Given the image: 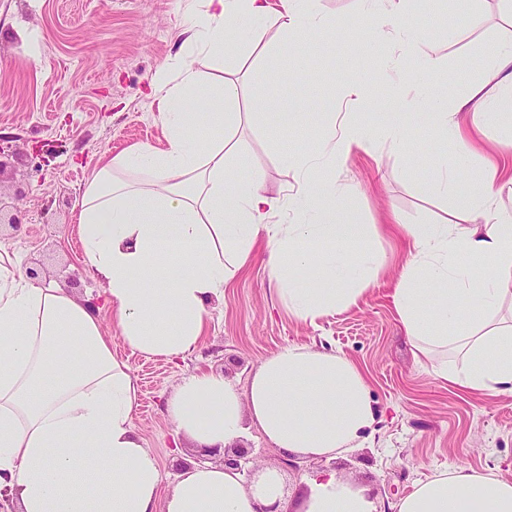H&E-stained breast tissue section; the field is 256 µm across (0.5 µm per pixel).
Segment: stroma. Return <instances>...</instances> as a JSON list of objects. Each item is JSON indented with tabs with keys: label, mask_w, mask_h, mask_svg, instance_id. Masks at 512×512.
Returning <instances> with one entry per match:
<instances>
[{
	"label": "stroma",
	"mask_w": 512,
	"mask_h": 512,
	"mask_svg": "<svg viewBox=\"0 0 512 512\" xmlns=\"http://www.w3.org/2000/svg\"><path fill=\"white\" fill-rule=\"evenodd\" d=\"M188 0H0V215L18 214L20 230L0 228V245L16 252L26 273L61 284L79 301L101 306L103 285L90 269L77 222L83 190L96 165L139 147L160 148L165 135L157 119L150 81L171 59L186 53L180 31ZM327 18L354 20L336 39L305 37L288 55L276 48L275 23L239 33L223 59L196 56L206 84L196 103L205 106L210 83L235 73L244 100L273 99L300 110L288 124L256 113L239 135L244 174H262L269 195L296 189L291 159L322 135L327 106L351 112L367 124H382L410 95L418 74L399 85L371 83L369 102L348 101L342 86L351 77L369 80L383 58L363 48L367 21L359 0H312ZM432 40L419 54L437 53L430 92L454 100L467 95L483 59L512 36V0H433ZM39 55L40 68L28 66ZM267 66L276 82L258 85L249 74ZM447 140L419 127L408 129L402 147L382 143L376 155L357 152L341 173L348 190L343 216L378 228L374 245L386 265L358 304L306 324L279 302L270 280L268 251L257 245L251 263L208 305V330L196 348L166 360L133 351L109 311L102 324L113 353L124 360L138 387L134 428L156 454L165 477L201 463L191 442L175 445V425L166 404L189 376L213 370L239 388L267 357L297 346L336 352L363 373L375 422L358 448L332 457H297L289 468L256 427L239 438L262 468L281 478L289 505L303 492L304 476L335 471L369 489L376 512H396L401 497L439 470L466 467L512 480V395L463 391L436 378L415 359L396 313L392 292L407 258L406 239L390 232L388 219L405 224L456 222V199L426 192L433 155L449 151Z\"/></svg>",
	"instance_id": "obj_1"
}]
</instances>
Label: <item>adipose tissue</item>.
I'll return each mask as SVG.
<instances>
[{
    "label": "adipose tissue",
    "mask_w": 512,
    "mask_h": 512,
    "mask_svg": "<svg viewBox=\"0 0 512 512\" xmlns=\"http://www.w3.org/2000/svg\"><path fill=\"white\" fill-rule=\"evenodd\" d=\"M411 0H360L365 42L393 53L394 71L415 59V41L400 20ZM308 0H191L194 53L217 58L243 25L276 23L283 37H332L340 22L310 11ZM419 59V58H416ZM425 71L441 60L419 59ZM392 70V71H393ZM201 74L179 55L152 81L163 149L138 148L98 166L80 201L84 254L105 286V303L125 342L149 356L171 358L193 349L207 329V306L252 258L269 250L280 302L314 325L355 305L377 278L384 254L368 243L366 224L336 220L345 192L339 175L357 151L399 144L414 126L438 130L452 146L432 159L428 192H455L475 148L463 113L493 124L512 112V42L488 60L479 83L454 109L418 95L381 126L350 113L326 115L322 140L296 155L298 189L267 195L259 176H242L237 137L253 109L227 79L207 110L194 105ZM211 135L192 142L191 129ZM512 145L495 142L480 190L461 208L478 219L455 225L407 224L408 258L393 302L417 353L437 378L469 391L512 392V325L494 315L512 299ZM147 174L146 185L128 180ZM296 221L276 223L284 210ZM433 293H426V286ZM456 352V360L445 352ZM137 387L129 366L112 353L98 309L66 288L24 274L16 253L0 248V490L7 512H258L281 501L269 473L253 484L221 464L180 471L161 493V466L136 433ZM166 411L179 434L200 448L226 449L255 424L283 456H333L355 448L374 420L366 380L333 352L285 347L253 373L247 389L223 374L184 380ZM296 512H374L372 497L325 472L306 478ZM397 512H512V482L459 467L432 476L400 499Z\"/></svg>",
    "instance_id": "obj_1"
}]
</instances>
